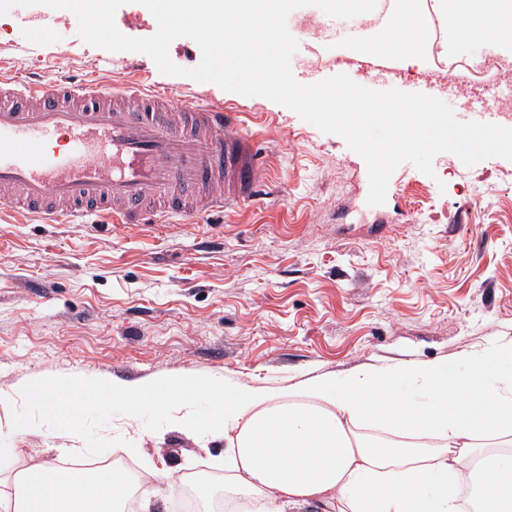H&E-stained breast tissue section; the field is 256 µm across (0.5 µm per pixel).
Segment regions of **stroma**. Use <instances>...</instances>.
I'll list each match as a JSON object with an SVG mask.
<instances>
[{
	"mask_svg": "<svg viewBox=\"0 0 512 512\" xmlns=\"http://www.w3.org/2000/svg\"><path fill=\"white\" fill-rule=\"evenodd\" d=\"M0 16V72L44 82L90 75L168 89L192 105L224 104L255 132L269 184L239 209L191 223H19L0 207V512L32 450L53 464L131 461L223 479L227 442L183 431L206 399L167 414L120 402L75 406L71 422L16 387L46 375L125 383L204 372L271 391L406 360L457 364L512 338V161L465 166L450 153L434 176L402 164L382 205L367 203L364 160L338 136L264 97L161 74L147 55L86 44L76 16L43 5ZM53 29L34 36L43 21ZM299 42L295 78L339 74Z\"/></svg>",
	"mask_w": 512,
	"mask_h": 512,
	"instance_id": "stroma-1",
	"label": "stroma"
}]
</instances>
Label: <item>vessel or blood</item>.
Instances as JSON below:
<instances>
[{
  "mask_svg": "<svg viewBox=\"0 0 512 512\" xmlns=\"http://www.w3.org/2000/svg\"><path fill=\"white\" fill-rule=\"evenodd\" d=\"M466 120L512 114L455 104ZM263 172L255 136L224 105L155 86L0 75V204L53 224H167L249 202Z\"/></svg>",
  "mask_w": 512,
  "mask_h": 512,
  "instance_id": "obj_1",
  "label": "vessel or blood"
}]
</instances>
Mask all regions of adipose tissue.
<instances>
[{
	"mask_svg": "<svg viewBox=\"0 0 512 512\" xmlns=\"http://www.w3.org/2000/svg\"><path fill=\"white\" fill-rule=\"evenodd\" d=\"M439 14L461 19L468 33L485 20L512 15V0H436ZM460 367L445 361L361 366L306 381L305 405L275 406L270 391L205 373L159 375L138 384L73 377L94 403L119 401L131 416L165 413L174 398L211 399L203 421L183 418L189 433L206 430L229 441L234 476L225 502L248 498L260 512H512V448L487 445L512 435V338L463 352ZM416 385L423 408L381 407L384 392ZM373 416L409 438L371 450L356 422ZM126 474L103 469L58 472L40 457L16 478L14 512H148L124 496Z\"/></svg>",
	"mask_w": 512,
	"mask_h": 512,
	"instance_id": "obj_1",
	"label": "adipose tissue"
}]
</instances>
